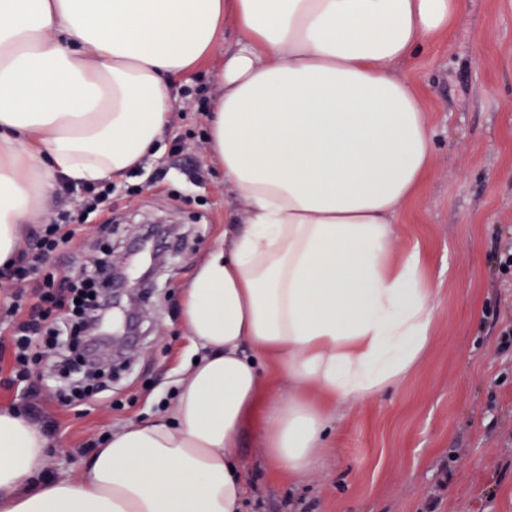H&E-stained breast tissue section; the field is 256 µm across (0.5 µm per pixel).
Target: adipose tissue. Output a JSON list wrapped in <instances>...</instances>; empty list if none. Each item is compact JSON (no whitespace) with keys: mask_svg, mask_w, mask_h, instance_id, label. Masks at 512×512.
<instances>
[{"mask_svg":"<svg viewBox=\"0 0 512 512\" xmlns=\"http://www.w3.org/2000/svg\"><path fill=\"white\" fill-rule=\"evenodd\" d=\"M468 0H0V266L58 183L117 181L174 119L173 82L226 27L208 152L238 206L186 288L175 401L43 478L50 439L0 407V512H242L240 441L314 467L337 406L400 382L435 306L397 219L433 138L403 72ZM292 381L280 392L274 376Z\"/></svg>","mask_w":512,"mask_h":512,"instance_id":"ef3b65f1","label":"adipose tissue"}]
</instances>
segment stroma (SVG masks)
Segmentation results:
<instances>
[{
	"instance_id": "obj_1",
	"label": "stroma",
	"mask_w": 512,
	"mask_h": 512,
	"mask_svg": "<svg viewBox=\"0 0 512 512\" xmlns=\"http://www.w3.org/2000/svg\"><path fill=\"white\" fill-rule=\"evenodd\" d=\"M234 40L227 31L174 86L175 121L156 156L113 183L105 212L85 214L83 257L62 250L42 264L65 286L86 258L124 251L146 219L171 224L177 245L164 252L141 331L103 390L68 401L44 362L14 383L0 348V405L25 410L55 442L47 476L78 470L112 431L153 419L176 395L191 360L180 297L235 210L204 130ZM408 74L424 92L435 148L395 250L421 251L433 336L396 388L345 402L309 473L274 471L258 434L245 431L244 512H512V181L502 177L512 172V0H469L452 34Z\"/></svg>"
}]
</instances>
